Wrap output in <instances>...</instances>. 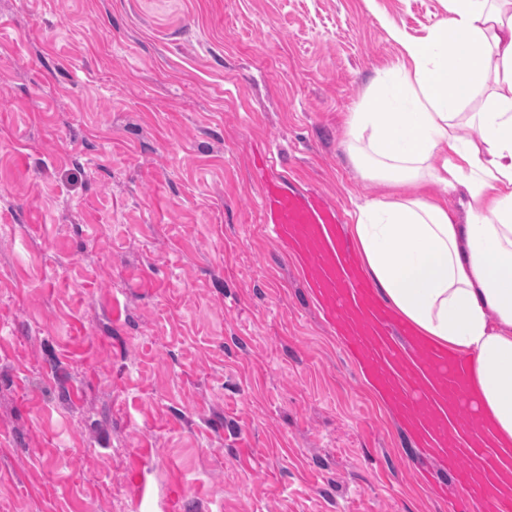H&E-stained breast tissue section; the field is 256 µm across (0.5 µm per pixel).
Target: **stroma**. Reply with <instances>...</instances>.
<instances>
[{
	"mask_svg": "<svg viewBox=\"0 0 512 512\" xmlns=\"http://www.w3.org/2000/svg\"><path fill=\"white\" fill-rule=\"evenodd\" d=\"M443 0H0V512H448L268 238Z\"/></svg>",
	"mask_w": 512,
	"mask_h": 512,
	"instance_id": "1",
	"label": "stroma"
}]
</instances>
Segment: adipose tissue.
<instances>
[{
    "mask_svg": "<svg viewBox=\"0 0 512 512\" xmlns=\"http://www.w3.org/2000/svg\"><path fill=\"white\" fill-rule=\"evenodd\" d=\"M387 35L402 55L345 119L351 163L388 189L357 211L362 269L420 336L470 356L491 438L512 447V0H447L426 38Z\"/></svg>",
    "mask_w": 512,
    "mask_h": 512,
    "instance_id": "adipose-tissue-1",
    "label": "adipose tissue"
}]
</instances>
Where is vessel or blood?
Returning a JSON list of instances; mask_svg holds the SVG:
<instances>
[{
	"instance_id": "obj_1",
	"label": "vessel or blood",
	"mask_w": 512,
	"mask_h": 512,
	"mask_svg": "<svg viewBox=\"0 0 512 512\" xmlns=\"http://www.w3.org/2000/svg\"><path fill=\"white\" fill-rule=\"evenodd\" d=\"M260 206L274 243L306 255L308 283L348 354L441 463L440 483L463 493L454 512H468L470 500L484 512H512V494L495 487L506 465L480 439L486 428L466 385L465 358L423 340L381 304L341 238L340 212L323 194L288 191L268 179L261 184Z\"/></svg>"
}]
</instances>
